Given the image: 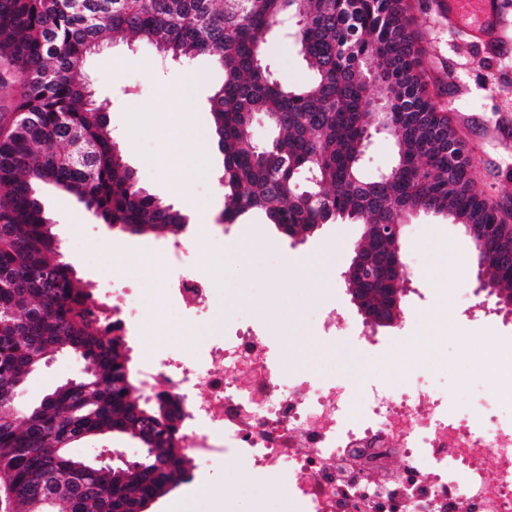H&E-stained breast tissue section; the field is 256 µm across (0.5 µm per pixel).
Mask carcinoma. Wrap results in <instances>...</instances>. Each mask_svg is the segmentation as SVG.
<instances>
[{"mask_svg":"<svg viewBox=\"0 0 512 512\" xmlns=\"http://www.w3.org/2000/svg\"><path fill=\"white\" fill-rule=\"evenodd\" d=\"M285 18L313 71L302 85L272 78L263 63ZM413 24L409 0H0V82L18 87L0 127V493L12 512H140L188 481L179 403L137 394L121 322L89 304L38 194L43 184L72 193L120 232L187 224L138 184L88 89L84 64L106 34L173 60L207 54L224 71L209 98L224 153L223 221L258 211L292 238L338 221L371 225L346 288L393 320L390 252L373 232L416 211L439 214L471 227L496 305L512 308L508 212L475 189L471 156L422 80ZM259 118L270 125L265 145L253 136ZM381 128L395 161L368 178L361 159ZM59 351L79 358L83 374L17 414L29 375ZM96 436L148 452L108 474L91 462L76 468L73 444ZM50 473L59 484L45 504Z\"/></svg>","mask_w":512,"mask_h":512,"instance_id":"cac0c4a2","label":"carcinoma"}]
</instances>
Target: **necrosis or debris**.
<instances>
[{
  "label": "necrosis or debris",
  "instance_id": "4bbe7bcc",
  "mask_svg": "<svg viewBox=\"0 0 512 512\" xmlns=\"http://www.w3.org/2000/svg\"><path fill=\"white\" fill-rule=\"evenodd\" d=\"M195 244L175 238L156 275L195 316L217 288L192 270ZM379 368L359 393L289 370L257 323L225 330L194 356L142 367L185 414L181 437L203 475L225 457L285 480L299 512H512V429L489 410H449L433 388L400 390Z\"/></svg>",
  "mask_w": 512,
  "mask_h": 512
}]
</instances>
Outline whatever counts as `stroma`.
Returning a JSON list of instances; mask_svg holds the SVG:
<instances>
[{"mask_svg": "<svg viewBox=\"0 0 512 512\" xmlns=\"http://www.w3.org/2000/svg\"><path fill=\"white\" fill-rule=\"evenodd\" d=\"M444 0H412L420 33L424 78L429 91L449 110L447 115L473 160L477 186L493 200L512 198V0H502L509 26L503 54L489 53L477 39L449 34ZM294 23L284 20L268 40L265 63L273 77L290 84L310 80L311 72L293 37ZM87 70L99 98L108 100L107 116L120 143L125 164L140 186L165 205L189 218L186 235L197 246L193 269L198 276H219L222 302L204 317L191 320L177 306L156 301V259L167 235L118 233L98 223L76 196L46 185L40 190L47 212L56 222L62 247L81 253L110 255L104 267L79 265L86 288L98 293L124 287L123 275L138 274L143 317L151 336V354L194 353L223 329L263 313L275 339L291 357L295 372L327 381H343L360 390L377 367L394 363L386 381L400 389L401 369L416 373L420 382L436 388L449 405L468 402L477 410L496 406L497 379L484 376L487 351L512 353V313L497 309L494 297L478 291V267L464 228L447 218L414 214L403 230L401 251L406 264L400 315L395 324L378 328V347L364 349L355 332L363 318L351 299L343 273L354 256L362 225L326 224L311 235L288 237L264 217L251 213L233 224L219 216L224 197L218 179L224 155L213 138L209 98L224 82V73L210 58L172 62L148 46L105 45L91 57ZM156 115L151 138H142L138 116ZM206 152L211 173H194V155ZM165 159L158 167L157 159ZM187 192H180V185ZM230 253L229 261L213 268L208 258ZM479 304L486 328L474 331L465 310ZM323 311L335 312L349 333L320 339L315 323ZM440 336V372L424 374L411 354L415 336ZM82 362L57 357L51 367L32 375L23 393L26 403L39 401L58 383L77 377ZM219 496L196 491L185 482L152 503L148 512H293L282 482L274 481L225 460L208 474Z\"/></svg>", "mask_w": 512, "mask_h": 512, "instance_id": "stroma-1", "label": "stroma"}]
</instances>
